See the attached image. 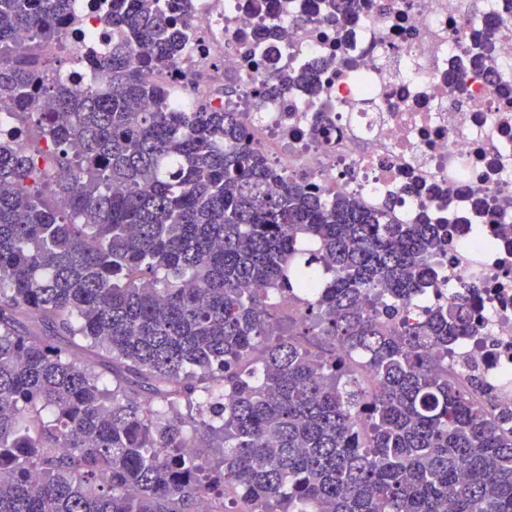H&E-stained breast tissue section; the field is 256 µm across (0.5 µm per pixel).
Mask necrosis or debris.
Listing matches in <instances>:
<instances>
[{"label":"necrosis or debris","mask_w":512,"mask_h":512,"mask_svg":"<svg viewBox=\"0 0 512 512\" xmlns=\"http://www.w3.org/2000/svg\"><path fill=\"white\" fill-rule=\"evenodd\" d=\"M78 4L66 44L82 58L108 32L92 0ZM183 20L192 39L157 76L176 106L224 102L270 160L323 194L389 209L396 224L460 225L437 259L447 281L422 305L476 286L477 333L458 353L512 405V0H358L348 18L322 0H267L261 13L251 0H190ZM488 27L489 57L473 65ZM297 70L314 92L264 95L271 72Z\"/></svg>","instance_id":"obj_1"}]
</instances>
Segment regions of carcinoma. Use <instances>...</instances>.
Segmentation results:
<instances>
[{
	"instance_id": "obj_1",
	"label": "carcinoma",
	"mask_w": 512,
	"mask_h": 512,
	"mask_svg": "<svg viewBox=\"0 0 512 512\" xmlns=\"http://www.w3.org/2000/svg\"><path fill=\"white\" fill-rule=\"evenodd\" d=\"M75 3L0 0V512H512V407L448 366L474 293L410 312L455 230L312 191L221 103L172 106L179 0H110L96 86L45 77ZM314 263L277 334L270 295Z\"/></svg>"
}]
</instances>
